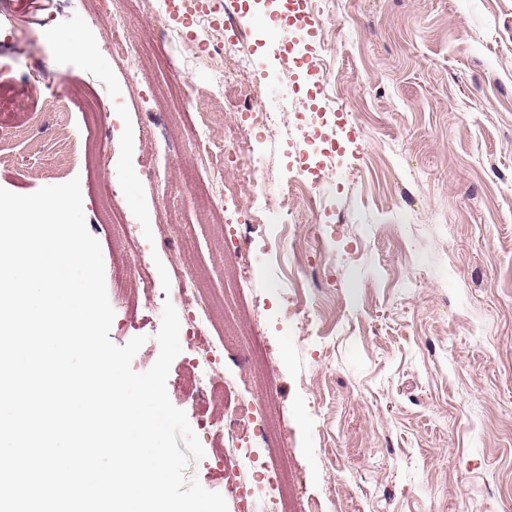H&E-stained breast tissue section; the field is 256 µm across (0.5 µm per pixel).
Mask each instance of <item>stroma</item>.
I'll return each instance as SVG.
<instances>
[{
    "label": "stroma",
    "instance_id": "1",
    "mask_svg": "<svg viewBox=\"0 0 512 512\" xmlns=\"http://www.w3.org/2000/svg\"><path fill=\"white\" fill-rule=\"evenodd\" d=\"M314 34L278 20V0H239L244 46L265 94L289 91L298 134L267 138L249 125L265 178L259 198L295 221L297 244L250 216L202 221L179 183L204 181L196 104L211 89L210 30L157 0L158 20L194 36V57L171 55L158 75L188 93L179 116L158 111L103 32L87 51L62 40L87 0H0V188L30 194L79 178L83 211L112 261L110 200L147 247L130 258L125 288H108L109 337L146 343L132 361L150 369L165 304L182 351L168 396L203 449L186 474L243 512L224 481V418L261 389L238 382L254 352L274 381L271 448L286 449L290 507L319 512H512V0H317ZM322 56L328 83L290 62L292 44ZM115 104L90 125L92 102ZM330 159L318 211L286 192L296 156ZM159 177H151L153 168ZM208 292L250 313L240 341L224 339L225 400L197 402L175 385L203 349L189 336L187 264ZM306 298L305 317L290 304Z\"/></svg>",
    "mask_w": 512,
    "mask_h": 512
}]
</instances>
